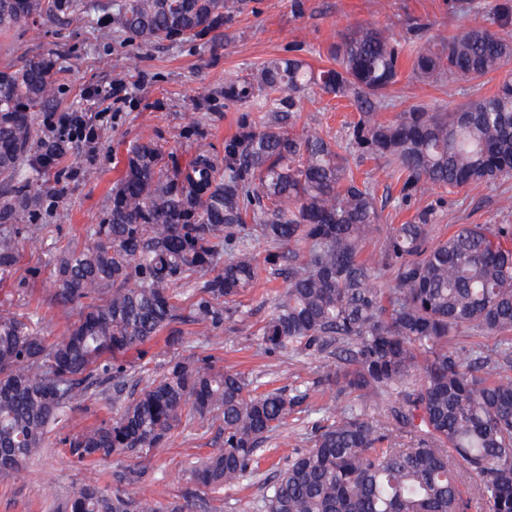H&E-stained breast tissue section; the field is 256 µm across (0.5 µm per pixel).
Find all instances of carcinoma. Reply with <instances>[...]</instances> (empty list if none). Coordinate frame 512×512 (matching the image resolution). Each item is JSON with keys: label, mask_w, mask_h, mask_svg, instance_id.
I'll list each match as a JSON object with an SVG mask.
<instances>
[{"label": "carcinoma", "mask_w": 512, "mask_h": 512, "mask_svg": "<svg viewBox=\"0 0 512 512\" xmlns=\"http://www.w3.org/2000/svg\"><path fill=\"white\" fill-rule=\"evenodd\" d=\"M243 8L244 0H111L109 16L123 40L149 47L194 42ZM99 18L97 0H0V31L94 27ZM328 55L335 66L278 58L225 82L224 100L256 111L240 113L221 159L199 153L175 166L155 142L129 146L94 246L54 258L57 304L79 309L66 336L48 344L0 306V472L47 447L99 373H112L121 395L128 353L166 356L191 343L176 327L180 290L197 289L194 322L223 324L253 285L252 246L263 239L275 248L266 263H286L287 288L258 330L261 347L330 350L341 365L326 373L327 385L377 401L384 413L371 419L351 408L316 426L310 447L276 476L265 512H512V224H456L434 240L433 205L384 224L370 177L352 166L364 157L392 165L398 209L435 188L512 177V0H495L481 24L434 35L416 26L407 45L371 24L351 28ZM406 65L416 78L448 81L450 91L460 81L502 78L453 112L417 105L383 119L378 110ZM54 68L40 55L0 69V178L18 184L0 204V280L17 262L13 220L40 203L22 182L39 157L33 115L58 96ZM309 93L355 107L345 144L299 125ZM164 330V346L149 352ZM469 332L498 342L457 346ZM165 365L118 417L68 437L69 454L96 461L160 448L192 416L224 433V449L194 466L195 485L240 483L296 398L253 394L241 373L204 358ZM193 505L192 495L162 507L86 484L63 512Z\"/></svg>", "instance_id": "carcinoma-1"}]
</instances>
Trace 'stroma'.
Returning a JSON list of instances; mask_svg holds the SVG:
<instances>
[{
    "instance_id": "obj_1",
    "label": "stroma",
    "mask_w": 512,
    "mask_h": 512,
    "mask_svg": "<svg viewBox=\"0 0 512 512\" xmlns=\"http://www.w3.org/2000/svg\"><path fill=\"white\" fill-rule=\"evenodd\" d=\"M462 0H246L218 38L150 47L117 38L108 25L93 30L81 25L40 31L18 28L0 31V68L18 65L39 54L52 55L60 83L56 105L35 113L39 139H50L49 124L66 113L83 110L85 97L95 87L122 80L132 87L120 109L86 112L85 119L98 129L94 145H80L58 164L68 171L59 193H51L54 175L29 168L28 187L42 193L39 209L19 218V226L41 227L37 242L21 240L13 273L0 281V304L37 323L42 336L55 341L77 318L63 313L54 301L53 257L68 246H91L92 228L103 223L112 187L123 171L129 145L138 139L161 146L172 162L185 163L195 153L223 155L224 139L237 130L236 117L243 107L224 100V82L250 73L276 58L299 56L317 66L328 65V46L339 32L373 24L397 40L424 25L429 32L445 31L458 19ZM498 75L447 86L418 80L403 72L387 92L383 117L390 118L415 105L449 111L480 92L490 93ZM357 114L346 102L313 96L301 104L300 122L333 140H344L346 125ZM361 172L375 183L385 223L410 218L396 209L397 179L390 164L367 160ZM443 198L434 239L447 237L454 224H512V179L492 185L433 190ZM269 243L258 241L253 252L258 276L239 298L238 310L216 329L182 323L193 336L178 348L180 357H205L216 367L241 372L254 388L272 389L298 397L293 414L260 444L258 466L240 484L218 491L205 490L193 512H263L264 498L280 470L296 453L308 448L316 423L339 414L350 400L336 397L323 381L321 356L283 351L265 353L258 329L271 315L286 285L282 267L267 264ZM131 375L121 397L99 393L70 412L63 426L49 436L40 456L18 471L0 475V512H58L62 502L80 487L94 483L134 498L160 504L182 500L193 489L195 462L218 452L224 436L209 421L191 418L171 432L164 447L115 456L105 461L72 460L65 437L117 417L124 405L165 371L163 358L129 354Z\"/></svg>"
}]
</instances>
